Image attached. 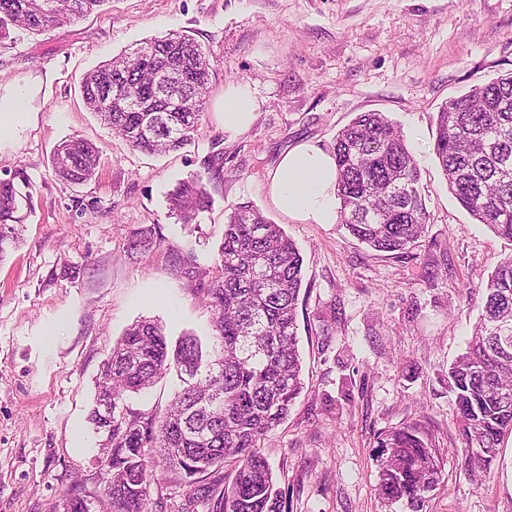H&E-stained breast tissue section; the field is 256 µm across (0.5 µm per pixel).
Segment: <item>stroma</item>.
<instances>
[{
  "mask_svg": "<svg viewBox=\"0 0 512 512\" xmlns=\"http://www.w3.org/2000/svg\"><path fill=\"white\" fill-rule=\"evenodd\" d=\"M187 32L212 68L190 145L132 149L85 105L86 73L144 40ZM512 73V0H109L74 24L0 42V97L23 94L28 119L0 136V178L23 176L20 241L0 261V512H50L78 491L97 500L99 437L87 421L95 381L133 322L163 324L169 342L212 334L202 286L215 276L226 215L245 204L280 224L304 258L297 318L305 388L262 441L284 512H401L378 495L377 439L421 422L441 477L425 512H512V436L485 479L468 468L448 390L483 285L512 243L449 192L434 154L448 99ZM249 86L252 127L225 133L226 85ZM396 121L417 160L429 213L419 246L391 255L336 224H304L273 204L282 156L331 149L359 113ZM103 164L89 182L59 181L50 157L72 136ZM222 179L194 223L169 215L175 183L207 165ZM150 231L143 252L128 240ZM175 376L128 396L161 419ZM153 512H182L190 492L151 458Z\"/></svg>",
  "mask_w": 512,
  "mask_h": 512,
  "instance_id": "1",
  "label": "stroma"
}]
</instances>
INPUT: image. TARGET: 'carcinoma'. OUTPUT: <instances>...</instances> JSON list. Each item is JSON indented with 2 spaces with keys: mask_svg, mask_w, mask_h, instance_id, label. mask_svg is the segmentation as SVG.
<instances>
[{
  "mask_svg": "<svg viewBox=\"0 0 512 512\" xmlns=\"http://www.w3.org/2000/svg\"><path fill=\"white\" fill-rule=\"evenodd\" d=\"M106 0H46L39 14L31 0H0V39L21 29L39 34L72 24ZM140 57L124 52L90 70L82 85L85 104L129 145L148 154L190 144L206 105L211 63L194 37L175 33L139 44ZM170 58L182 73V87L197 99V111L178 112L160 96L151 68ZM110 92L111 105L98 99ZM143 106L130 112L124 97ZM434 152L448 190L480 224L512 242V73L449 99L437 113ZM339 223L369 248L402 253L414 247L428 220L420 170L404 135L382 112H363L335 139ZM102 152L71 137L53 151L55 175L69 184L90 180ZM220 167L181 180L168 206L184 224L209 208V185ZM29 195L14 179H0V259L16 243L11 224ZM217 275L205 288L214 311L212 348L185 334L169 349L163 326L138 320L126 329L103 364L88 420L112 441V488L102 499L112 512H149V450L166 466L194 477L236 460L232 479L203 488L195 499L211 512H283L282 490L260 444L287 417L303 390L298 351L297 309L303 287V258L278 224L259 209L231 210L216 258ZM180 388L160 424L133 412L126 396L140 393L170 373ZM456 419L469 462L488 469L501 438L512 435V255L484 284L482 311L466 351L448 369ZM112 406V417L101 409ZM380 494L404 512H423L438 482L436 448L414 423L378 441Z\"/></svg>",
  "mask_w": 512,
  "mask_h": 512,
  "instance_id": "carcinoma-1",
  "label": "carcinoma"
}]
</instances>
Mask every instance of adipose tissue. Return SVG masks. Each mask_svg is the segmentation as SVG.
Returning a JSON list of instances; mask_svg holds the SVG:
<instances>
[{
	"instance_id": "1",
	"label": "adipose tissue",
	"mask_w": 512,
	"mask_h": 512,
	"mask_svg": "<svg viewBox=\"0 0 512 512\" xmlns=\"http://www.w3.org/2000/svg\"><path fill=\"white\" fill-rule=\"evenodd\" d=\"M257 108L248 86H229L222 105L225 132L235 135L249 129ZM270 195L274 205L296 221L336 223L340 200L333 154L312 143L289 150L271 176Z\"/></svg>"
}]
</instances>
